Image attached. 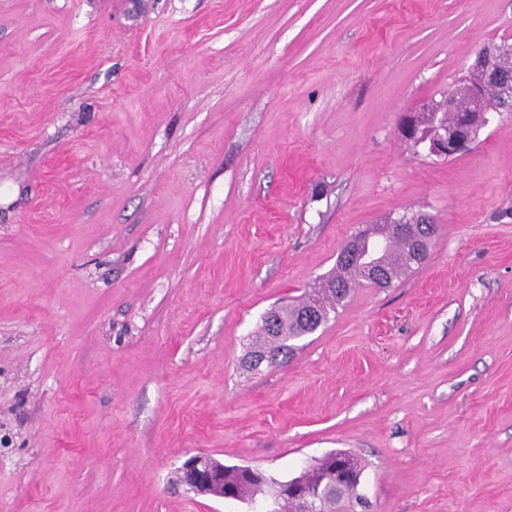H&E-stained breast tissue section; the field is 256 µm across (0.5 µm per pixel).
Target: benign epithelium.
Listing matches in <instances>:
<instances>
[{
    "label": "benign epithelium",
    "instance_id": "benign-epithelium-1",
    "mask_svg": "<svg viewBox=\"0 0 512 512\" xmlns=\"http://www.w3.org/2000/svg\"><path fill=\"white\" fill-rule=\"evenodd\" d=\"M474 79L466 83L464 90L475 100H483L492 86L512 83V49L499 45L485 46L469 67ZM488 124L487 112L476 107L469 111L456 109L453 97H446L436 103V113L430 131L417 115H404L400 132L408 141L416 142L426 155L446 159L468 152L477 140L478 131ZM206 455L201 453L187 459L179 470L180 482L189 490L216 498L230 499L231 493L224 492L223 484L214 482L205 465Z\"/></svg>",
    "mask_w": 512,
    "mask_h": 512
}]
</instances>
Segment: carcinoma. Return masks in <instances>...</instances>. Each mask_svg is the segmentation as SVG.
I'll return each mask as SVG.
<instances>
[{"label": "carcinoma", "instance_id": "obj_1", "mask_svg": "<svg viewBox=\"0 0 512 512\" xmlns=\"http://www.w3.org/2000/svg\"><path fill=\"white\" fill-rule=\"evenodd\" d=\"M512 101V84L493 89L484 100L486 110L495 112L507 101ZM389 224H413L415 228L408 238L400 239L401 251L394 252L386 246L388 239L380 241L381 251L376 259L385 274V284L391 285L414 264L417 239L430 237L435 225L422 223L415 213L405 212L387 220ZM367 281L364 264L347 255L341 249L336 257V267L314 287L303 302L284 308H275L265 313L257 335L261 336L254 350L249 353V365L258 369L262 363H275L279 358H288L292 352L290 341L313 333L329 319L330 313L342 304L354 290ZM360 465L353 456L346 453H331L320 459L304 477L308 488L319 489L317 512H336V508L349 498L359 485ZM224 487L237 493V499H254L270 488L280 498L281 483L269 478L264 472L251 469L241 470L224 467Z\"/></svg>", "mask_w": 512, "mask_h": 512}]
</instances>
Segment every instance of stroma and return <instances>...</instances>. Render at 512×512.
<instances>
[{
	"label": "stroma",
	"mask_w": 512,
	"mask_h": 512,
	"mask_svg": "<svg viewBox=\"0 0 512 512\" xmlns=\"http://www.w3.org/2000/svg\"><path fill=\"white\" fill-rule=\"evenodd\" d=\"M503 39L512 0H0V512H271L177 470L334 451L345 512H512V113L399 132ZM407 211L421 264L248 368ZM445 112H455L451 132L448 133V123ZM487 112L476 107L469 111L456 109L453 97H444L436 103V113L430 125L431 132H425L417 114L412 112L404 115L400 132L408 141H416V146L426 152L427 156L440 159L460 156L468 152L477 140V133L488 124ZM348 243L337 255L334 270L314 287L306 300L265 313L257 332L262 340L249 353V365L252 369H258L263 362L273 364L279 357L288 358L292 352L289 341L313 333L328 321L330 312H335L336 307L342 305L354 288L368 282L364 264L356 257L347 255ZM263 351L272 355L264 358Z\"/></svg>",
	"instance_id": "35a3bbf8"
}]
</instances>
